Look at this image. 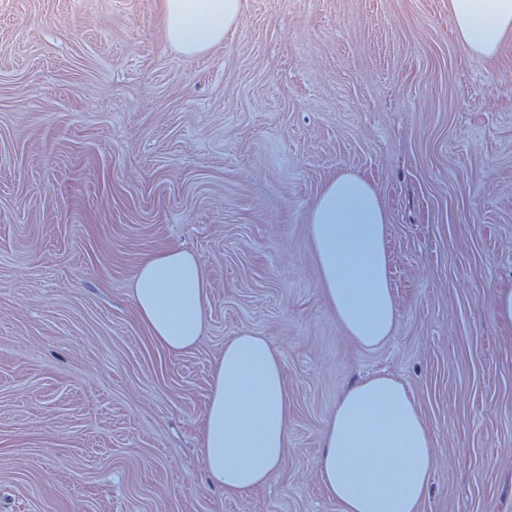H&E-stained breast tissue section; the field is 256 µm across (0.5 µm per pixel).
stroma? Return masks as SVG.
Wrapping results in <instances>:
<instances>
[{
	"label": "stroma",
	"mask_w": 512,
	"mask_h": 512,
	"mask_svg": "<svg viewBox=\"0 0 512 512\" xmlns=\"http://www.w3.org/2000/svg\"><path fill=\"white\" fill-rule=\"evenodd\" d=\"M365 176L397 323L343 331L308 216ZM194 252L195 348L135 313L141 260ZM512 38L483 57L448 0H242L186 56L157 0H0V512H340L322 432L354 382L411 391L437 462L418 512H512ZM277 350L292 410L261 487L208 483L201 440L232 337Z\"/></svg>",
	"instance_id": "1"
}]
</instances>
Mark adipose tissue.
<instances>
[{
  "label": "adipose tissue",
  "instance_id": "1",
  "mask_svg": "<svg viewBox=\"0 0 512 512\" xmlns=\"http://www.w3.org/2000/svg\"><path fill=\"white\" fill-rule=\"evenodd\" d=\"M459 42L491 57L512 36V0H448ZM167 41L186 55L224 39L240 0H161ZM323 295L361 346L383 343L397 321L385 219L372 185L357 173L328 181L309 213ZM135 310L157 347H193L205 324L207 279L190 252L169 248L141 262ZM291 402L280 358L261 336L224 346L211 375L203 457L212 484L243 494L267 480L288 441ZM319 473L341 512H416L435 461L429 431L408 388L387 376L352 385L323 434Z\"/></svg>",
  "mask_w": 512,
  "mask_h": 512
}]
</instances>
